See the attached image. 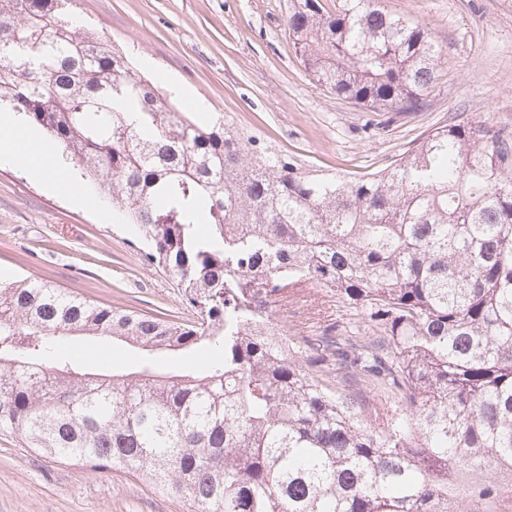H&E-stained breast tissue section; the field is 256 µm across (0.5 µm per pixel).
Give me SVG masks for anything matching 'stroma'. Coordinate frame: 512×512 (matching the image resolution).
Listing matches in <instances>:
<instances>
[{
	"label": "stroma",
	"mask_w": 512,
	"mask_h": 512,
	"mask_svg": "<svg viewBox=\"0 0 512 512\" xmlns=\"http://www.w3.org/2000/svg\"><path fill=\"white\" fill-rule=\"evenodd\" d=\"M296 0H75L85 25L123 49L160 85L177 81L188 112H221L306 168L360 176L387 167L430 130L481 119L512 137V0H383L427 26L447 52L418 112H366L337 99L305 69L288 37ZM0 275L35 277L111 305L191 318L172 280L147 266L134 226L116 224L93 196L54 188L20 163L0 162ZM320 310H277L307 337L345 321L342 305L312 289ZM62 350L100 373L133 366L135 349L68 340ZM0 512H198L149 480L50 460L0 433Z\"/></svg>",
	"instance_id": "obj_1"
}]
</instances>
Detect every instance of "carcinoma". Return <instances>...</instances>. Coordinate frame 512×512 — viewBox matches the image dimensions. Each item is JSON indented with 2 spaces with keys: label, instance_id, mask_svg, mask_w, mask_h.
<instances>
[{
  "label": "carcinoma",
  "instance_id": "carcinoma-1",
  "mask_svg": "<svg viewBox=\"0 0 512 512\" xmlns=\"http://www.w3.org/2000/svg\"><path fill=\"white\" fill-rule=\"evenodd\" d=\"M66 4L0 0V106L137 228L194 318L0 281V432L199 512H512V141L450 123L380 171L317 173L182 111ZM287 27L367 112L418 110L446 56L381 0H297ZM309 284L364 333L324 330L304 367L273 307ZM75 336L139 360L81 370ZM186 352L194 370H157Z\"/></svg>",
  "mask_w": 512,
  "mask_h": 512
}]
</instances>
